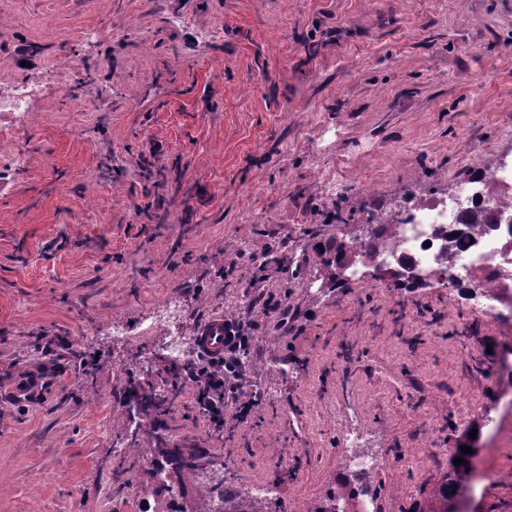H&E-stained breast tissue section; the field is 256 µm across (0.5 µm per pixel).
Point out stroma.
Here are the masks:
<instances>
[{"label":"stroma","mask_w":512,"mask_h":512,"mask_svg":"<svg viewBox=\"0 0 512 512\" xmlns=\"http://www.w3.org/2000/svg\"><path fill=\"white\" fill-rule=\"evenodd\" d=\"M13 80L45 91L0 123V512L168 501L147 466L159 441L207 449L208 476L241 497L266 484L287 512L348 497V446L376 459L373 512H439L455 481L451 512H512V324L442 283L344 281L314 260L336 249L322 165L360 222L512 158V0H0V92ZM166 298L198 330L243 323L254 417L226 409L216 432L197 415L167 328L113 336ZM32 376L38 397L18 399ZM129 392L166 410L121 458Z\"/></svg>","instance_id":"obj_1"}]
</instances>
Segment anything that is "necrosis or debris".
I'll list each match as a JSON object with an SVG mask.
<instances>
[{
  "label": "necrosis or debris",
  "instance_id": "1",
  "mask_svg": "<svg viewBox=\"0 0 512 512\" xmlns=\"http://www.w3.org/2000/svg\"><path fill=\"white\" fill-rule=\"evenodd\" d=\"M359 248L380 265L438 271L449 302L463 291L481 299L478 317H512V163L499 161L482 170L480 179L460 184L450 200L411 192L396 221L369 232ZM166 324L174 329L167 354L186 364L193 341L189 316L172 304L157 303L147 325Z\"/></svg>",
  "mask_w": 512,
  "mask_h": 512
}]
</instances>
